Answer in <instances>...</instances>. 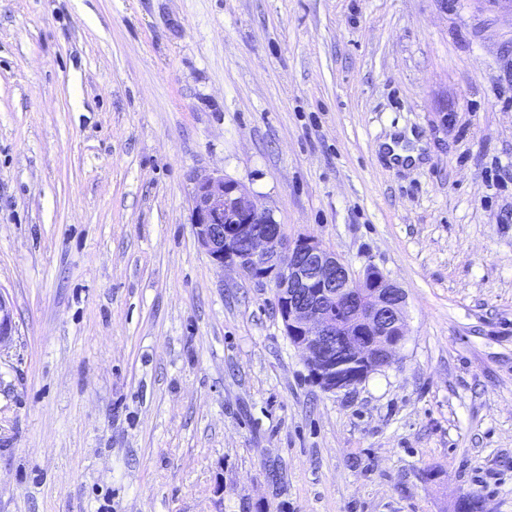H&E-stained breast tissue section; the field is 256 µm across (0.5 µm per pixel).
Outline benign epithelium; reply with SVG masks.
Here are the masks:
<instances>
[{
  "label": "benign epithelium",
  "instance_id": "benign-epithelium-1",
  "mask_svg": "<svg viewBox=\"0 0 512 512\" xmlns=\"http://www.w3.org/2000/svg\"><path fill=\"white\" fill-rule=\"evenodd\" d=\"M192 216L197 243L215 264L273 285L286 335L323 391L350 388L394 364L408 330L406 295L377 269L357 277L315 237L288 239L269 210L222 176L196 182ZM14 332L0 292V344Z\"/></svg>",
  "mask_w": 512,
  "mask_h": 512
}]
</instances>
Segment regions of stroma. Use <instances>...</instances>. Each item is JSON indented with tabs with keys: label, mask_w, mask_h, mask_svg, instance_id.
<instances>
[{
	"label": "stroma",
	"mask_w": 512,
	"mask_h": 512,
	"mask_svg": "<svg viewBox=\"0 0 512 512\" xmlns=\"http://www.w3.org/2000/svg\"><path fill=\"white\" fill-rule=\"evenodd\" d=\"M210 175L405 290L395 365L310 380ZM0 291V512H512V14L0 0Z\"/></svg>",
	"instance_id": "stroma-1"
}]
</instances>
